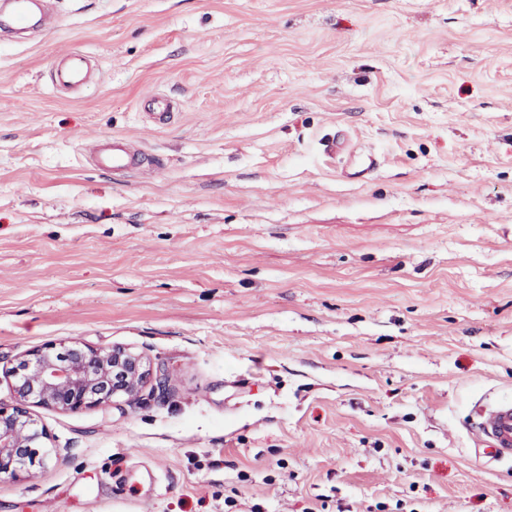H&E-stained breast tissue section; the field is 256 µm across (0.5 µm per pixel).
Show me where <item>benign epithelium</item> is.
Instances as JSON below:
<instances>
[{
	"instance_id": "7a95c632",
	"label": "benign epithelium",
	"mask_w": 512,
	"mask_h": 512,
	"mask_svg": "<svg viewBox=\"0 0 512 512\" xmlns=\"http://www.w3.org/2000/svg\"><path fill=\"white\" fill-rule=\"evenodd\" d=\"M10 376L15 403L9 409L0 406V476L11 479L46 465L56 455L31 407L74 412L133 399L151 378L160 390L167 383L165 375H153L150 362L138 353L77 341L34 351L12 367Z\"/></svg>"
}]
</instances>
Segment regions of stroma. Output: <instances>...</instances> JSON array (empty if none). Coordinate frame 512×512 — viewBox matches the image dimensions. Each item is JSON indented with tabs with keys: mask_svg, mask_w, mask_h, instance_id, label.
<instances>
[{
	"mask_svg": "<svg viewBox=\"0 0 512 512\" xmlns=\"http://www.w3.org/2000/svg\"><path fill=\"white\" fill-rule=\"evenodd\" d=\"M46 9L0 33V405L74 340L168 385L32 407L60 459L0 512H512L471 428L512 401V0ZM55 82L65 87L82 86L87 79L88 59L80 51H72L54 62ZM142 103L148 106L150 112L148 114L154 119L159 126L165 125L169 117V103L159 97L154 91L147 90L143 93ZM126 141L127 139L120 137L104 139L96 150L95 166L104 173H111L128 171L140 164L142 154L132 149Z\"/></svg>",
	"mask_w": 512,
	"mask_h": 512,
	"instance_id": "stroma-1",
	"label": "stroma"
}]
</instances>
